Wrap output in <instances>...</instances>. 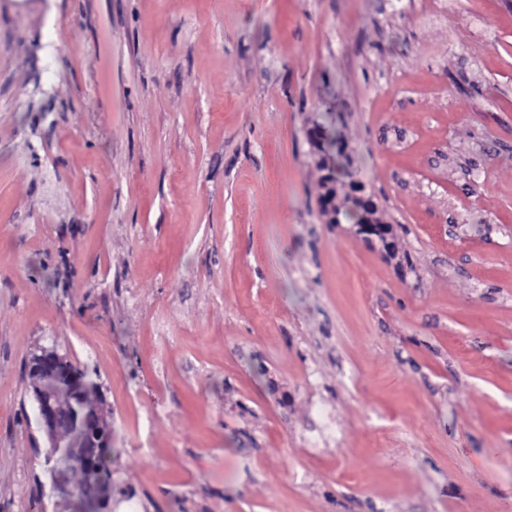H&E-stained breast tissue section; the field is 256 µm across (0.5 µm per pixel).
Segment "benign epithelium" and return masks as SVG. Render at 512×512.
I'll list each match as a JSON object with an SVG mask.
<instances>
[{
  "instance_id": "7a95c632",
  "label": "benign epithelium",
  "mask_w": 512,
  "mask_h": 512,
  "mask_svg": "<svg viewBox=\"0 0 512 512\" xmlns=\"http://www.w3.org/2000/svg\"><path fill=\"white\" fill-rule=\"evenodd\" d=\"M336 190L347 193L363 204L361 223L354 225L355 233L373 238L370 211L376 207L374 197L366 194V187L356 182H347L336 187ZM65 364L66 359L56 349L43 348L32 356L27 370L32 397L37 405L39 425L47 435L51 448L64 449L62 459L48 457V462L54 463L53 488L68 494L71 492L70 476L73 471L87 469L95 463L98 448L109 430V422L107 410L101 406L94 413L78 420L83 430L80 438L65 441V430L75 421L69 405L60 399L58 391V379Z\"/></svg>"
}]
</instances>
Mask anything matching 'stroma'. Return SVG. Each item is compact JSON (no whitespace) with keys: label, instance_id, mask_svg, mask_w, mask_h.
I'll return each instance as SVG.
<instances>
[{"label":"stroma","instance_id":"1","mask_svg":"<svg viewBox=\"0 0 512 512\" xmlns=\"http://www.w3.org/2000/svg\"><path fill=\"white\" fill-rule=\"evenodd\" d=\"M43 347L138 512H512V0H0V512H81ZM342 190L344 193H347L351 198L359 200L365 209L369 211H373L376 207V203L374 202V197L370 195H365L366 187L359 185L357 182H347L342 187L336 184V194ZM348 195H343V200L340 204H336V220L332 224H341L342 221H345L347 224H354L357 216L359 215V203L356 200L351 199ZM361 210V223L355 224L353 227L355 228V233L361 236H365L368 239H373V235L371 233V226L368 223H373L371 220L372 215L367 213L365 209ZM373 215H376V210L372 212ZM65 364L66 359L56 349L42 348L39 353L32 356L27 367L32 397L37 405L39 425L48 437L50 448H64L62 459L56 460L53 466V488L69 494L72 489L69 482L73 471L91 467L98 456L92 468L78 474L79 479L74 489L82 498V490L85 487L103 480L96 487V500L102 499L112 491L111 484L104 480L112 481L114 456L111 435L101 445L109 430L107 410L104 407L106 401L100 385L90 378L88 372L72 362L69 363L63 375V383L69 385L76 382L82 390L79 396L73 395L70 398L71 410L75 414H84L100 406L93 414L75 420L69 405L60 399L58 391V379L64 371ZM74 420L76 424H82L83 434L76 440L65 442V430ZM314 409L320 420L319 427L315 434L307 437V444L310 448H319L320 442L326 437L336 438V429L331 425L330 413L321 405L315 404Z\"/></svg>","mask_w":512,"mask_h":512}]
</instances>
